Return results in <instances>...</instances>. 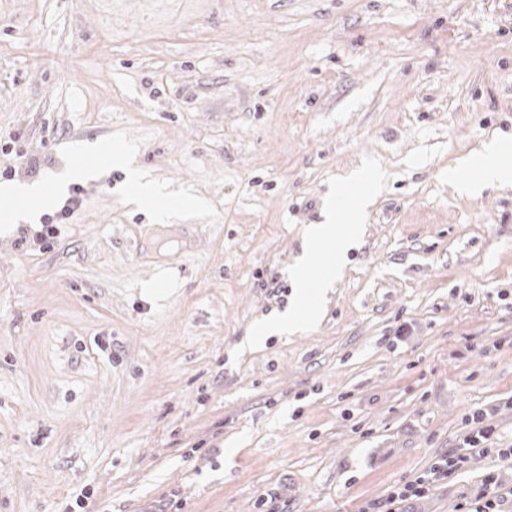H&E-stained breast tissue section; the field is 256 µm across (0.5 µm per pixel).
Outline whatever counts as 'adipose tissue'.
Wrapping results in <instances>:
<instances>
[{
  "mask_svg": "<svg viewBox=\"0 0 512 512\" xmlns=\"http://www.w3.org/2000/svg\"><path fill=\"white\" fill-rule=\"evenodd\" d=\"M505 149V144L492 141L482 150L463 158L462 166L475 170L478 177L457 183V190L472 195L480 193L489 186L512 183V165L503 163L501 160ZM111 161L115 166L124 169L131 197L134 202L151 207L155 222H166L173 211L190 209V202L169 196L166 186L135 167L123 148L115 149ZM95 172V166L75 165L51 175L50 184L46 187L36 184L0 186V198L13 203L10 210L5 212L0 210V221L14 223L26 219L34 206L49 204L54 194L63 191L70 182L93 176ZM350 178L364 188L359 199V212L354 213L349 224L339 225L336 200L332 197L327 199L323 208L324 223L308 225L304 230L303 256L299 258L297 265L289 274L293 292L287 308L264 317L254 336L247 339V346L260 345L270 336H288L305 331L318 322L320 292L322 289L332 287L348 253L358 247L362 231L361 212L372 204L381 187L380 179H367L360 170L353 171ZM328 241L333 243L336 257L332 263L323 267L317 279H310L307 275L309 268L307 258L316 254Z\"/></svg>",
  "mask_w": 512,
  "mask_h": 512,
  "instance_id": "1",
  "label": "adipose tissue"
}]
</instances>
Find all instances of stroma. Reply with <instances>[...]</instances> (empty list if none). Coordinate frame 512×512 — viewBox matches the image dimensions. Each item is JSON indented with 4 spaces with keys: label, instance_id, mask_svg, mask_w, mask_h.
<instances>
[{
    "label": "stroma",
    "instance_id": "1",
    "mask_svg": "<svg viewBox=\"0 0 512 512\" xmlns=\"http://www.w3.org/2000/svg\"><path fill=\"white\" fill-rule=\"evenodd\" d=\"M512 0H0V184L95 158L56 235L0 232V512H400L512 487ZM121 145L204 203L159 224ZM386 174L319 323L252 351L304 228ZM507 145L498 141H490L482 150L469 155L459 161L458 165L448 170V178L456 180L455 169L466 167L478 174L477 180L457 183L455 186L461 193L472 195L480 193L483 189L494 185H507L512 182V165L503 163L501 155ZM489 414L488 409H478L472 415L473 422V430L470 436L467 439L465 447L460 448H470V449H481L485 451L487 448L483 446L486 440L489 437V426L485 424L486 417ZM466 460L467 454L460 452L442 457L419 476L392 491L388 497L389 506L400 504L431 490L437 482L459 471Z\"/></svg>",
    "mask_w": 512,
    "mask_h": 512
}]
</instances>
